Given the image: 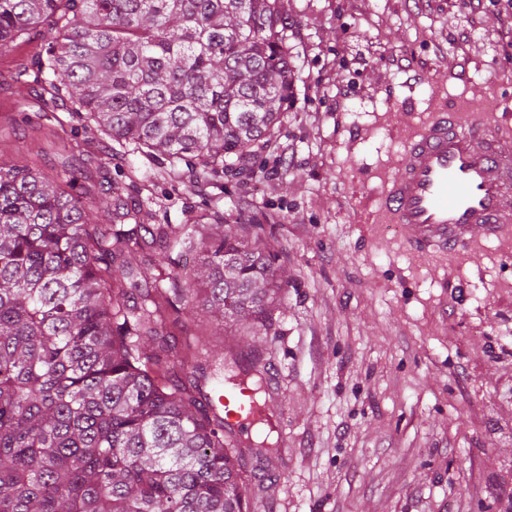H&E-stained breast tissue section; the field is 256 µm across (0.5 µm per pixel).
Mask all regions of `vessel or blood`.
<instances>
[{"instance_id": "1", "label": "vessel or blood", "mask_w": 512, "mask_h": 512, "mask_svg": "<svg viewBox=\"0 0 512 512\" xmlns=\"http://www.w3.org/2000/svg\"><path fill=\"white\" fill-rule=\"evenodd\" d=\"M385 221L406 232L412 250L437 253L512 235V151L488 119L467 105L433 114L403 145L398 169L380 194ZM248 391L222 394L226 424L256 421Z\"/></svg>"}]
</instances>
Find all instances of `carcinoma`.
Instances as JSON below:
<instances>
[{
	"instance_id": "1",
	"label": "carcinoma",
	"mask_w": 512,
	"mask_h": 512,
	"mask_svg": "<svg viewBox=\"0 0 512 512\" xmlns=\"http://www.w3.org/2000/svg\"><path fill=\"white\" fill-rule=\"evenodd\" d=\"M47 24L34 80L112 140L196 174L224 170L280 125L291 97L286 0H0V52ZM71 169L0 163V512H251L246 455L207 370L248 386L261 353L217 348L199 320L267 329L273 255L245 227L112 223ZM132 220V227L126 222ZM194 252L186 272L140 255ZM200 331L177 341L176 323Z\"/></svg>"
}]
</instances>
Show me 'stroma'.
<instances>
[{"mask_svg": "<svg viewBox=\"0 0 512 512\" xmlns=\"http://www.w3.org/2000/svg\"><path fill=\"white\" fill-rule=\"evenodd\" d=\"M293 93L248 159L206 179L43 106L0 53V160L81 171L147 224H259L281 288L269 312L272 458L254 512H512V239L436 256L376 222L381 178L435 104L494 102L512 125V19L467 0H288ZM355 94L344 97L345 86Z\"/></svg>", "mask_w": 512, "mask_h": 512, "instance_id": "35a3bbf8", "label": "stroma"}]
</instances>
